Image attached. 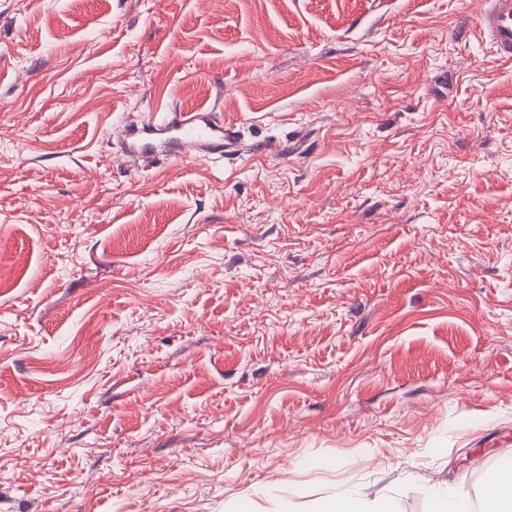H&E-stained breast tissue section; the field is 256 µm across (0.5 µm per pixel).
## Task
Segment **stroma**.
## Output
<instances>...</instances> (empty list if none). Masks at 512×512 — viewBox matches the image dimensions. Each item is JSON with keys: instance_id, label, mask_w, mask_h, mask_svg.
Returning a JSON list of instances; mask_svg holds the SVG:
<instances>
[{"instance_id": "obj_1", "label": "stroma", "mask_w": 512, "mask_h": 512, "mask_svg": "<svg viewBox=\"0 0 512 512\" xmlns=\"http://www.w3.org/2000/svg\"><path fill=\"white\" fill-rule=\"evenodd\" d=\"M480 0H0V512H429L512 462V63ZM238 150L130 170L126 121ZM158 127H163L165 133L169 134L167 152L175 160L187 157L190 148L198 152V158H209L210 155L221 157L233 148V132L224 128V122L216 121L209 108L197 107L168 112L162 121L149 115L142 117L139 122L126 125L122 140L126 154L133 158L154 155L155 147L145 135L154 134ZM316 512H397L393 500L385 499L369 508L350 487L337 484L325 496Z\"/></svg>"}]
</instances>
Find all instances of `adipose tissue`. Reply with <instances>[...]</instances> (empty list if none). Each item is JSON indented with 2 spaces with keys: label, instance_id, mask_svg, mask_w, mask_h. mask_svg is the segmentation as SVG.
I'll list each match as a JSON object with an SVG mask.
<instances>
[{
  "label": "adipose tissue",
  "instance_id": "adipose-tissue-1",
  "mask_svg": "<svg viewBox=\"0 0 512 512\" xmlns=\"http://www.w3.org/2000/svg\"><path fill=\"white\" fill-rule=\"evenodd\" d=\"M431 512H512V466L506 465L486 475L479 500L448 490L447 486L428 488ZM319 512H397L393 500L385 499L367 506L350 487L336 485L325 496Z\"/></svg>",
  "mask_w": 512,
  "mask_h": 512
}]
</instances>
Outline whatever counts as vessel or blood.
I'll list each match as a JSON object with an SVG mask.
<instances>
[{
  "label": "vessel or blood",
  "mask_w": 512,
  "mask_h": 512,
  "mask_svg": "<svg viewBox=\"0 0 512 512\" xmlns=\"http://www.w3.org/2000/svg\"><path fill=\"white\" fill-rule=\"evenodd\" d=\"M477 27L492 53L503 61L511 62L512 0H482ZM160 128L168 134V153L176 160L186 157L191 149L202 158L221 156L234 144L231 131L213 118L211 110L197 107L167 113L160 121L149 115L126 125L123 136L126 154L133 158L154 155L155 148L149 136Z\"/></svg>",
  "instance_id": "vessel-or-blood-1"
}]
</instances>
